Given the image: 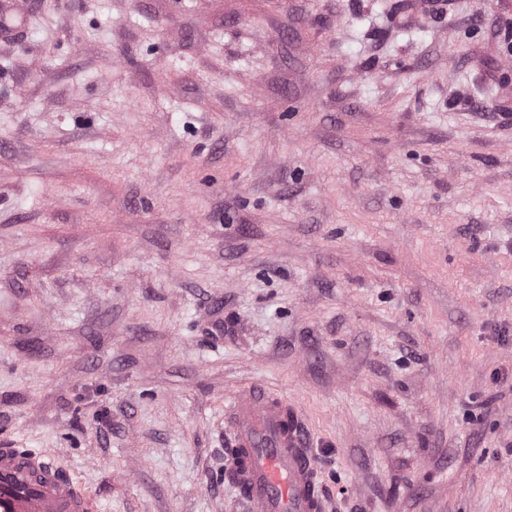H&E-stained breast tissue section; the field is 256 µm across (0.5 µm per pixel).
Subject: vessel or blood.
<instances>
[{
  "mask_svg": "<svg viewBox=\"0 0 512 512\" xmlns=\"http://www.w3.org/2000/svg\"><path fill=\"white\" fill-rule=\"evenodd\" d=\"M224 418V471L248 512H328L296 406L250 386L226 400ZM0 512H101V506L43 450L0 446Z\"/></svg>",
  "mask_w": 512,
  "mask_h": 512,
  "instance_id": "b4317fda",
  "label": "vessel or blood"
}]
</instances>
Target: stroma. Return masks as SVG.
I'll list each match as a JSON object with an SVG mask.
<instances>
[{
	"label": "stroma",
	"instance_id": "35a3bbf8",
	"mask_svg": "<svg viewBox=\"0 0 512 512\" xmlns=\"http://www.w3.org/2000/svg\"><path fill=\"white\" fill-rule=\"evenodd\" d=\"M0 34V444L102 512H243L224 400L329 512H512V13L20 0ZM224 471L248 512H327L300 410L258 386L225 400ZM245 490V491H243Z\"/></svg>",
	"mask_w": 512,
	"mask_h": 512
}]
</instances>
